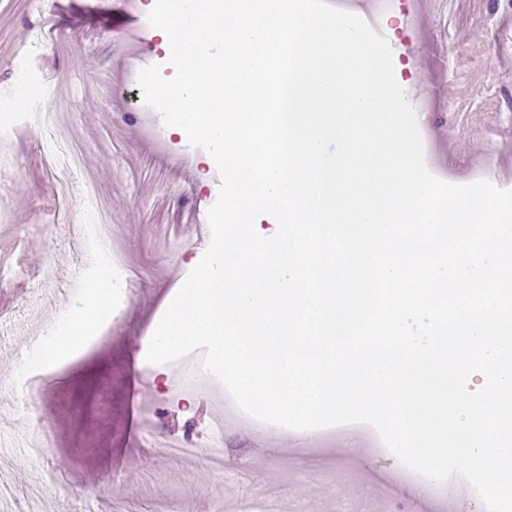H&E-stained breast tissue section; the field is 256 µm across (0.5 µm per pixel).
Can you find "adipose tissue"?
Listing matches in <instances>:
<instances>
[{
    "mask_svg": "<svg viewBox=\"0 0 512 512\" xmlns=\"http://www.w3.org/2000/svg\"><path fill=\"white\" fill-rule=\"evenodd\" d=\"M65 336L45 340L44 345L53 359H61L95 336L98 328L112 319V272L103 265L88 282L80 305L66 309Z\"/></svg>",
    "mask_w": 512,
    "mask_h": 512,
    "instance_id": "1",
    "label": "adipose tissue"
}]
</instances>
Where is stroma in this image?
Returning a JSON list of instances; mask_svg holds the SVG:
<instances>
[{"instance_id": "35a3bbf8", "label": "stroma", "mask_w": 512, "mask_h": 512, "mask_svg": "<svg viewBox=\"0 0 512 512\" xmlns=\"http://www.w3.org/2000/svg\"><path fill=\"white\" fill-rule=\"evenodd\" d=\"M90 19L94 0H0V92L24 91L57 112V135L81 157L112 214L111 248L133 271L130 297L108 340L80 351L50 371L51 389L33 410L46 426L56 482L26 461L29 425L7 392L18 367L15 350L31 323L61 319L79 303L91 248L82 230L85 205L74 183L54 171L35 120L16 125L6 144L13 175L0 182V467L11 491L0 512H225L243 492L290 493L298 512L318 500L336 512L338 489L381 490L377 512H441V506L391 482L397 460L361 448L342 450L314 435L268 455L258 433H225L224 464L216 469L195 457L167 451L142 453L131 422L156 397L145 388L134 398L147 366V335L161 318L162 299L200 261L209 245L188 228L184 241L168 236L188 215L207 219L220 180L207 152L170 133L158 111L148 110L129 88L132 61L174 69L168 53L147 33L149 0H137L138 23L129 25L128 0ZM393 47L395 76L406 95L424 89L428 103L418 126L447 135V180L471 184V170L489 151L512 152V0H448L439 21L414 23L400 9L381 17ZM42 33L32 44L33 33ZM112 410L95 414L101 391ZM85 417H75L73 407ZM218 408L200 392L193 412L163 405L156 420L167 437L187 431L205 436ZM319 480H310V472Z\"/></svg>"}]
</instances>
